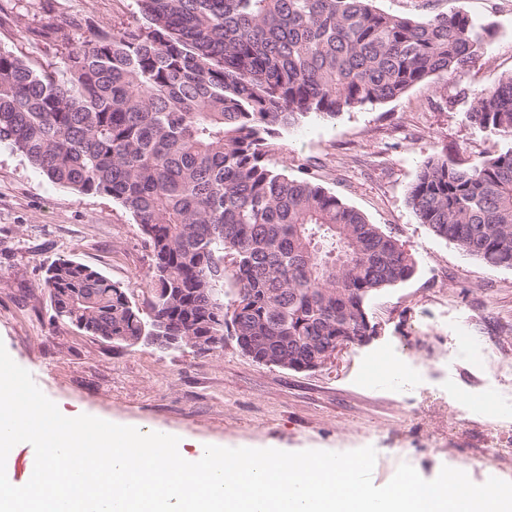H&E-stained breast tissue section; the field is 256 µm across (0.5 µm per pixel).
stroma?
Listing matches in <instances>:
<instances>
[{"instance_id": "stroma-1", "label": "stroma", "mask_w": 512, "mask_h": 512, "mask_svg": "<svg viewBox=\"0 0 512 512\" xmlns=\"http://www.w3.org/2000/svg\"><path fill=\"white\" fill-rule=\"evenodd\" d=\"M424 18L463 7L493 33L485 53L453 75L392 101L310 117L277 137L275 158L320 184L397 238L416 270L367 302L378 336L328 365L294 372L254 362L226 338L201 355L183 347L115 348L53 325L45 268L60 259L100 271L141 310L151 263L134 216L107 195L51 182L0 147V343L66 410L140 429L239 448L344 452L373 446L375 485L401 463L427 480L464 466L473 482H512V269L492 267L432 235L407 199L435 153L463 164L503 140L464 119L478 92L512 71V0H376ZM136 0H0V49L35 68L63 70L100 32L139 19ZM411 377L369 382L380 360Z\"/></svg>"}]
</instances>
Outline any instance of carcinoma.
I'll return each instance as SVG.
<instances>
[{
	"instance_id": "cac0c4a2",
	"label": "carcinoma",
	"mask_w": 512,
	"mask_h": 512,
	"mask_svg": "<svg viewBox=\"0 0 512 512\" xmlns=\"http://www.w3.org/2000/svg\"><path fill=\"white\" fill-rule=\"evenodd\" d=\"M144 23L98 36L65 70L0 51V146L52 182L112 197L151 253L149 312L99 271L46 270L52 322L117 348L170 339L201 355L228 336L253 361L309 371L378 333L368 299L412 277L399 240L273 158L310 114L403 96L484 54L464 10L419 19L373 0H138ZM509 142L464 166L433 154L408 204L464 253L512 268V72L465 114Z\"/></svg>"
}]
</instances>
